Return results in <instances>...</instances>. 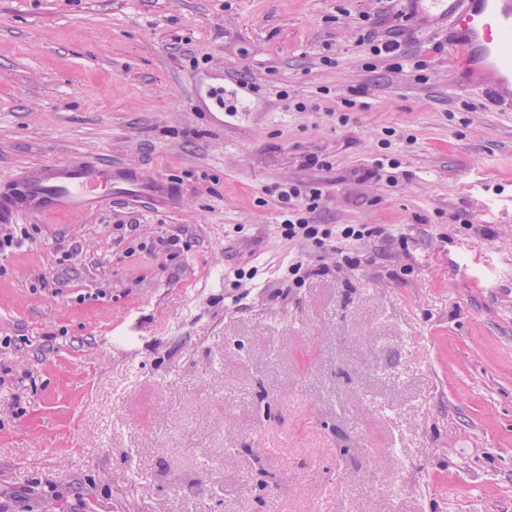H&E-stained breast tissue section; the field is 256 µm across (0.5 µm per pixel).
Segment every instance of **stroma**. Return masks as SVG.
Masks as SVG:
<instances>
[{
    "label": "stroma",
    "instance_id": "stroma-1",
    "mask_svg": "<svg viewBox=\"0 0 512 512\" xmlns=\"http://www.w3.org/2000/svg\"><path fill=\"white\" fill-rule=\"evenodd\" d=\"M402 7L0 0V178L117 160L179 188L0 252V512H512V212L487 205L512 107ZM394 29L424 70L365 69ZM232 80L219 127L192 87ZM291 186L383 228L360 265L310 246L289 285Z\"/></svg>",
    "mask_w": 512,
    "mask_h": 512
}]
</instances>
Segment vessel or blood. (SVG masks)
<instances>
[{"label": "vessel or blood", "mask_w": 512, "mask_h": 512, "mask_svg": "<svg viewBox=\"0 0 512 512\" xmlns=\"http://www.w3.org/2000/svg\"><path fill=\"white\" fill-rule=\"evenodd\" d=\"M417 20L443 24L466 50V76L512 103V0H415ZM172 185L120 161L36 164L0 181V224L114 204L168 208Z\"/></svg>", "instance_id": "vessel-or-blood-1"}]
</instances>
